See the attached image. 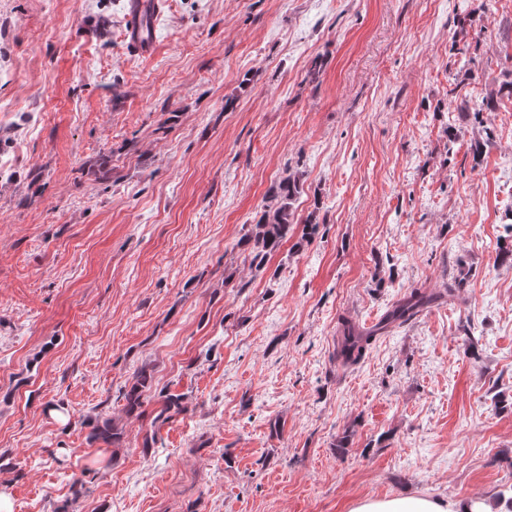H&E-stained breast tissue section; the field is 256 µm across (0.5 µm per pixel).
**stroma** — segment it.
<instances>
[{
	"mask_svg": "<svg viewBox=\"0 0 512 512\" xmlns=\"http://www.w3.org/2000/svg\"><path fill=\"white\" fill-rule=\"evenodd\" d=\"M125 15L0 0L12 512H512V0H165L149 56ZM291 174L318 231L251 267ZM451 284L339 357L342 321ZM152 378V374L146 368H143L135 376L134 383L124 394L125 408L128 415H133L142 407L144 392L150 389ZM350 512H479L476 505L466 501L446 502L426 496L399 495L366 499Z\"/></svg>",
	"mask_w": 512,
	"mask_h": 512,
	"instance_id": "35a3bbf8",
	"label": "stroma"
}]
</instances>
